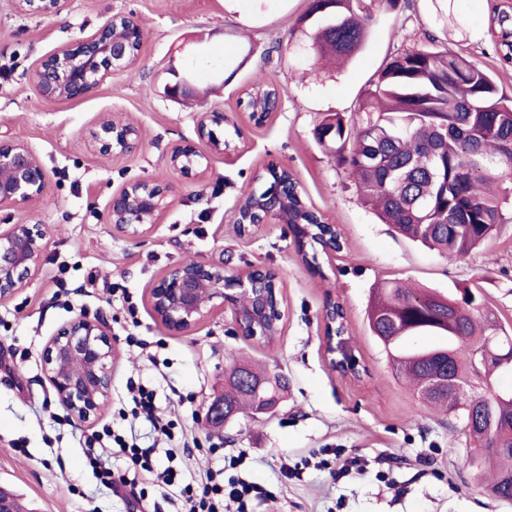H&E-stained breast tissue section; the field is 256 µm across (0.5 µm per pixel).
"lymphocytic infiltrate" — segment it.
<instances>
[{
    "instance_id": "f902f5d3",
    "label": "lymphocytic infiltrate",
    "mask_w": 512,
    "mask_h": 512,
    "mask_svg": "<svg viewBox=\"0 0 512 512\" xmlns=\"http://www.w3.org/2000/svg\"><path fill=\"white\" fill-rule=\"evenodd\" d=\"M127 392L133 403L132 418L148 422L158 437L173 440L176 424L158 411L154 388L131 380L127 383ZM102 437L122 448L127 460L125 469H115L109 459L95 454L89 455L88 460L100 482L123 502L143 498L144 492L136 476L145 471L154 472L157 486L173 490L175 501L180 505L179 512H249L252 501L268 496L265 488L235 476L234 470L243 464L244 455L230 457L228 471L209 473L204 481L196 482L187 479L184 469L175 465L154 471L155 446L140 445L136 439L115 433L108 427L104 428Z\"/></svg>"
}]
</instances>
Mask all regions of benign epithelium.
<instances>
[{"label":"benign epithelium","instance_id":"benign-epithelium-1","mask_svg":"<svg viewBox=\"0 0 512 512\" xmlns=\"http://www.w3.org/2000/svg\"><path fill=\"white\" fill-rule=\"evenodd\" d=\"M26 14L52 15L63 11L69 0H15ZM115 15L76 44L45 56L30 80L47 98L74 100L89 94L112 73L123 70L128 46L142 42L140 29L130 25L126 36L111 34ZM224 124V113L201 112L197 119L199 142L172 147L170 166L183 174L202 176L210 155L234 150L212 129ZM90 146L102 156H124L140 146L138 131L118 113L106 114L89 131ZM47 174L35 151L24 141L0 135V210L29 211L44 197ZM168 188L150 181L131 182L112 194L105 221L130 238L142 237L160 223L166 210ZM48 247L43 225L22 221L0 226V302L14 298L35 274ZM155 320L165 329L185 333L193 330L216 307L232 314L235 334L256 342L268 339V329H281L279 276L264 268L229 274L224 267L199 261L170 267L150 289ZM323 310L324 352L336 365L342 352H351L345 336H336L328 313ZM113 342L104 322L78 316L59 329L44 344L42 366L55 397L68 415L82 423L94 422L110 403L112 395ZM201 422L217 431L224 429V396L203 404Z\"/></svg>","mask_w":512,"mask_h":512}]
</instances>
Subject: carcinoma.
I'll return each instance as SVG.
<instances>
[{
    "instance_id": "cac0c4a2",
    "label": "carcinoma",
    "mask_w": 512,
    "mask_h": 512,
    "mask_svg": "<svg viewBox=\"0 0 512 512\" xmlns=\"http://www.w3.org/2000/svg\"><path fill=\"white\" fill-rule=\"evenodd\" d=\"M316 17L310 40L314 54L349 58L368 34L365 0L311 4ZM272 89L260 83L244 90L246 107ZM314 136L354 176L364 203L400 234L438 251L450 261L466 258L504 223L512 188L502 186L499 168L512 165L503 145L512 141V94L508 95L475 63L425 47L393 57L378 75L355 123L339 113L324 117ZM285 204L286 224L302 236L318 264L326 241L319 213L294 192ZM369 330L382 344L396 375L415 384L431 408L460 419L473 445L471 464L496 499L511 501L512 384L499 382L504 367L484 354L500 348L512 354V335L503 331L480 296L457 299L431 289L413 290L398 282L376 290L367 310ZM465 383V397L438 389L443 373ZM285 385L270 381L244 363L225 374L224 407L235 417L269 410Z\"/></svg>"
}]
</instances>
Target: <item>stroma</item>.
<instances>
[{
  "label": "stroma",
  "instance_id": "stroma-1",
  "mask_svg": "<svg viewBox=\"0 0 512 512\" xmlns=\"http://www.w3.org/2000/svg\"><path fill=\"white\" fill-rule=\"evenodd\" d=\"M312 0H70L57 15L18 12L0 0V133L31 146L48 175L43 200L31 212L1 210L0 224L32 219L44 224L48 248L29 284L0 303V487L29 512H175L157 491L124 505L100 484L81 437L93 427L57 424L63 408L44 373L47 339L71 319L106 322L115 345L113 414L120 434H153L142 421L122 419L127 378L154 385L156 405L177 420L200 451L187 466L193 479L245 453L247 481L273 492L254 512H512V501L489 498L467 461L469 436L459 420L430 412L399 380L367 322L366 309L381 284L399 280L445 294H481L498 323L512 331V222L463 261L451 262L396 234L364 205L356 183L334 154L316 142L321 118L358 109L380 71L395 55L434 47L460 54L512 93V61L500 43L512 29V0H373L370 36L342 67L305 74L300 52L311 23ZM115 15L130 17L143 34L135 77L114 73L76 100L41 97L30 72L51 52L75 43ZM223 58L231 80L216 89L205 60ZM192 71L197 97L164 94L174 74ZM253 83L273 86L280 107L263 123L250 120L239 99ZM122 112L140 133L139 149L111 157L88 144L89 130L107 112ZM201 112L223 113L224 132L238 148L211 155L204 177H187L167 163L170 148L197 141ZM288 168L306 203L336 225L343 248L308 266L281 224L242 234L234 222L241 199L263 188L267 165ZM147 180L168 185L169 206L149 234L131 239L104 221L112 194ZM241 271L278 273L286 321L271 341L233 335L230 312L220 308L187 334L158 324L149 303L154 282L185 258ZM119 283L139 307L130 323L109 287ZM343 304L347 336L365 374L341 376L324 355L323 308ZM157 343L155 360L128 345V333ZM241 360L288 387L271 410L236 416L222 438L199 420L206 400L222 394L224 374ZM340 448L362 472L338 476L319 467L321 451ZM306 467L297 478L282 468Z\"/></svg>",
  "mask_w": 512,
  "mask_h": 512
}]
</instances>
